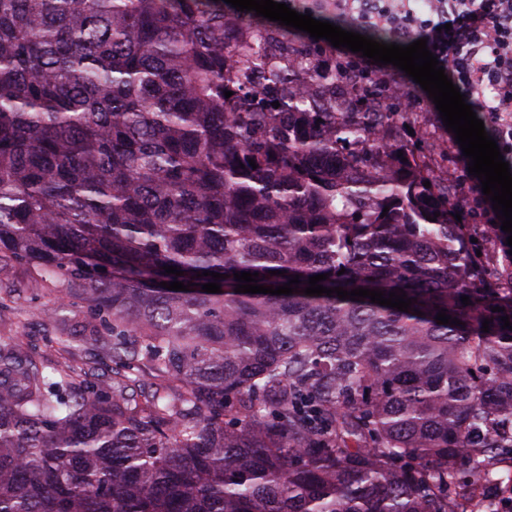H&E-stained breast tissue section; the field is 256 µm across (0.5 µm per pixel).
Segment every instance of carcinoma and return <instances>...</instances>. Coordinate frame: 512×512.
Returning a JSON list of instances; mask_svg holds the SVG:
<instances>
[{
	"mask_svg": "<svg viewBox=\"0 0 512 512\" xmlns=\"http://www.w3.org/2000/svg\"><path fill=\"white\" fill-rule=\"evenodd\" d=\"M329 58L224 0H0V267L86 302L80 342L112 357L105 384L0 340V512H490L512 495V251L487 287L421 139L337 100ZM236 272L299 285L237 293ZM325 273L416 302L302 292Z\"/></svg>",
	"mask_w": 512,
	"mask_h": 512,
	"instance_id": "1",
	"label": "carcinoma"
}]
</instances>
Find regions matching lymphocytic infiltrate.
<instances>
[{
    "label": "lymphocytic infiltrate",
    "mask_w": 512,
    "mask_h": 512,
    "mask_svg": "<svg viewBox=\"0 0 512 512\" xmlns=\"http://www.w3.org/2000/svg\"><path fill=\"white\" fill-rule=\"evenodd\" d=\"M326 11L402 44L426 39L474 112L512 154V0H324Z\"/></svg>",
    "instance_id": "lymphocytic-infiltrate-1"
}]
</instances>
